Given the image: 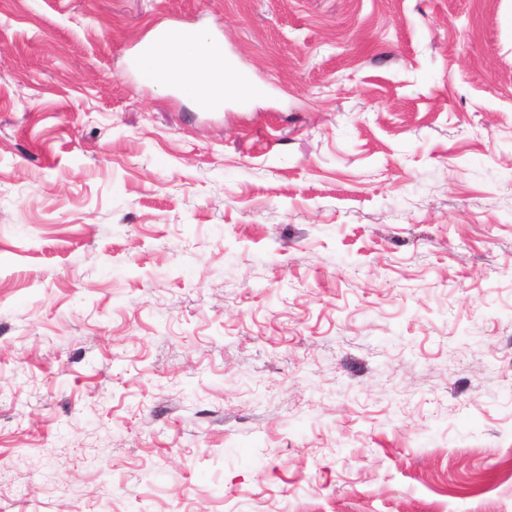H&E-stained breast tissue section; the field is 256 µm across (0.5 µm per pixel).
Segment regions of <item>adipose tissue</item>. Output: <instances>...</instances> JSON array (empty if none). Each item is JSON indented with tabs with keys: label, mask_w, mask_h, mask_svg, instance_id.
Returning <instances> with one entry per match:
<instances>
[{
	"label": "adipose tissue",
	"mask_w": 512,
	"mask_h": 512,
	"mask_svg": "<svg viewBox=\"0 0 512 512\" xmlns=\"http://www.w3.org/2000/svg\"><path fill=\"white\" fill-rule=\"evenodd\" d=\"M153 62L169 79L182 82L184 96L202 110L213 104V81H220L227 100L234 99L243 84L227 66L223 44L202 32L190 41L157 44Z\"/></svg>",
	"instance_id": "ef3b65f1"
}]
</instances>
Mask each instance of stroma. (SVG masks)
Wrapping results in <instances>:
<instances>
[{
    "label": "stroma",
    "mask_w": 512,
    "mask_h": 512,
    "mask_svg": "<svg viewBox=\"0 0 512 512\" xmlns=\"http://www.w3.org/2000/svg\"><path fill=\"white\" fill-rule=\"evenodd\" d=\"M0 507L512 512V0H0ZM155 64L170 80L184 83L182 95L191 99L199 109L209 110L212 107V83L216 78L220 79L223 87L222 90L217 86V111L224 108L221 97H224V102L240 97L237 91L243 81L227 66L223 44L203 32L195 33V39L191 41L157 44L150 66Z\"/></svg>",
    "instance_id": "1"
}]
</instances>
